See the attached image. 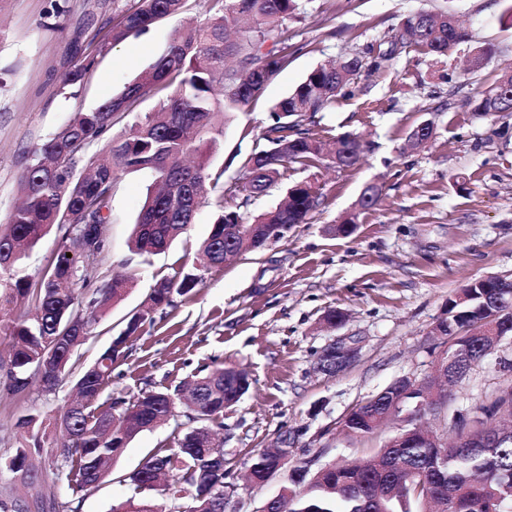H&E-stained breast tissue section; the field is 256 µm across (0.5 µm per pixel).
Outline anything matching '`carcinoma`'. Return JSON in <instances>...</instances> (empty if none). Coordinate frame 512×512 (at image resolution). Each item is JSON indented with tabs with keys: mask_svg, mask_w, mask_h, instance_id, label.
<instances>
[{
	"mask_svg": "<svg viewBox=\"0 0 512 512\" xmlns=\"http://www.w3.org/2000/svg\"><path fill=\"white\" fill-rule=\"evenodd\" d=\"M185 0H138L112 27V42L146 32L156 21L181 13ZM214 16L204 25L181 26L173 32L165 53L129 83L124 91L98 107L76 112L29 153L21 175L22 202L16 207L5 231H0V303H34L35 312H21L8 319L0 316V333L8 336L11 365H0L10 380L12 393L19 394L39 383L53 392L64 376L29 377L28 368L41 360L58 328L67 326V346L59 360L71 363L77 348L91 335L99 314L121 299L128 280L114 276L103 287L86 292L90 279L82 276L85 266L95 268L98 257L84 252L66 256L68 243L81 248L83 230L89 224L109 223L112 190L119 172L148 169L157 190L148 193L133 233L132 250L147 258L166 250L193 223L199 208L212 195L224 199V173L208 171L202 145L213 149L224 138V124L241 107L260 97L267 85L288 66V21L297 17L299 0H212ZM449 12L420 13L407 18L395 43L413 42L435 55H446L469 41L463 27L448 28ZM94 58L75 64L65 82L75 84L91 70ZM362 68L357 56L336 66H319L286 97L274 103L271 123L262 138L267 147L251 155L239 174V187L250 196H260L276 181L280 169L324 156L323 144L301 129L303 117L314 114L333 100ZM494 107L483 97L475 99V110L498 115L512 112V71L503 73L487 88ZM164 93L156 108L136 120L112 139L107 163L88 154L89 148L112 129L115 121L132 111L145 95ZM362 145L349 135L334 142L329 159L338 167L354 165ZM86 172L77 173L79 163ZM382 194L376 184L362 190L361 209L375 206ZM319 205V195L307 182L289 187L285 201L258 214L254 223H242L235 210L220 209L208 237L201 245L203 265L182 270L156 281L148 298L146 316L127 327L123 338L111 344L79 377L80 401L60 414L65 440L56 449L72 499L55 501L37 512H75L74 499L107 474L113 460L138 433L150 430L175 415L174 395L151 391L132 400L109 399L98 403L104 385L112 378V365L121 356L127 338L141 325L153 321L157 307L173 302L201 284L197 275L224 264V246L237 254L259 252L268 245L262 224L283 226L280 241L296 224H302ZM235 228L231 238L224 226ZM61 233L62 249L56 262L38 272L25 273L28 252L52 229ZM485 339H471L470 351L460 364L468 373L483 360ZM196 406L188 418L197 426L187 430L178 448L158 450L131 476L134 494L113 512H224V463L209 452L210 425L224 415L248 391L230 367H219L198 378ZM391 394H383L352 413L351 428L370 434V422L389 410ZM470 412L478 428L476 438L448 416V426L457 429V440L446 448L427 442L401 443L393 438L373 456L341 464L326 463L310 477L298 474L279 496V504L267 512H453L451 499H471L473 512H512V436H499L493 421L512 420V385L499 388L474 403ZM37 417L21 415L14 423L15 455L9 468L17 473L27 459L43 448L35 432ZM274 462L271 449L254 453L249 460L253 473L266 471ZM166 479L168 498L176 509L144 493ZM195 488L186 504L185 486Z\"/></svg>",
	"mask_w": 512,
	"mask_h": 512,
	"instance_id": "1",
	"label": "carcinoma"
}]
</instances>
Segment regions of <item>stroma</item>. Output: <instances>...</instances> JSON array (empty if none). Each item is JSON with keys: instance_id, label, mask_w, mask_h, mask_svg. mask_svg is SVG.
Listing matches in <instances>:
<instances>
[{"instance_id": "1", "label": "stroma", "mask_w": 512, "mask_h": 512, "mask_svg": "<svg viewBox=\"0 0 512 512\" xmlns=\"http://www.w3.org/2000/svg\"><path fill=\"white\" fill-rule=\"evenodd\" d=\"M134 0H0V225L8 224L20 196L28 152L76 112L120 95L166 49L180 24L203 23L211 0H185L182 14L147 32L111 40L117 18ZM448 11L471 35L446 56L415 44L392 50L401 21L417 12ZM287 68L264 94L226 123L211 172L232 183L246 160L266 146L262 133L271 106L320 65L358 55L364 66L320 112L302 123L310 137L331 143L350 134L363 151L350 167L311 159L282 170L265 195L225 193L224 204L251 223L275 207L288 187L312 184L319 204L306 223L262 252L210 268L202 284L157 309L128 340L112 366L102 399L139 393L181 392L217 367L244 370L250 388L225 408L217 439L224 448L226 484L234 491L224 512H261L282 493L296 470H316L373 453L391 429L347 434L343 422L360 405L399 379L421 381L437 373L445 345L433 327L471 281L512 275V115L484 116L474 109L479 92L512 67V0H301L299 18L288 23ZM95 57L80 82H65L77 59L71 44ZM495 51L475 73L468 56ZM391 59H384V52ZM431 123L427 144L409 146L411 131ZM153 175L121 173L112 193L108 250L101 278L128 276L132 286L110 304L91 336L78 348L73 367L56 392L31 387L11 395L0 382V460L15 452L11 426L28 412L39 414L43 450L31 484L0 471V497L68 500L70 492L55 458L63 440L58 423L81 373L126 328L156 280L192 268L213 222L212 205L165 252L144 259L129 238ZM378 184L382 197L362 210V189ZM356 214L352 231L338 224ZM343 312L336 326L328 311ZM344 343L354 362L333 375L317 368L322 351ZM512 383V336L456 387L450 406L465 410L485 393ZM185 411L137 435L98 485L82 496L77 512H112L133 493L130 476L158 449H174L189 427ZM288 445L282 473L266 485L245 480L246 463L258 450Z\"/></svg>"}]
</instances>
